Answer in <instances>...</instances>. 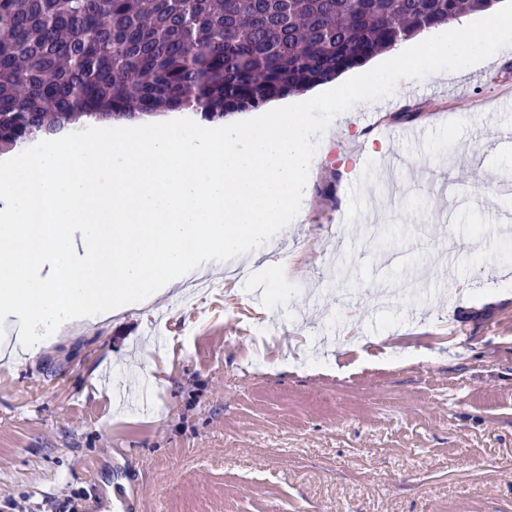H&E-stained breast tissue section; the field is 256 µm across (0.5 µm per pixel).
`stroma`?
<instances>
[{
  "mask_svg": "<svg viewBox=\"0 0 512 512\" xmlns=\"http://www.w3.org/2000/svg\"><path fill=\"white\" fill-rule=\"evenodd\" d=\"M508 94L512 52L467 49L305 93L313 149L357 139L298 193L284 290L228 255L173 334L155 303L0 359V512H512Z\"/></svg>",
  "mask_w": 512,
  "mask_h": 512,
  "instance_id": "obj_1",
  "label": "stroma"
}]
</instances>
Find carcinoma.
I'll return each mask as SVG.
<instances>
[{
	"label": "carcinoma",
	"mask_w": 512,
	"mask_h": 512,
	"mask_svg": "<svg viewBox=\"0 0 512 512\" xmlns=\"http://www.w3.org/2000/svg\"><path fill=\"white\" fill-rule=\"evenodd\" d=\"M498 0H0V153L84 121L213 123Z\"/></svg>",
	"instance_id": "obj_1"
}]
</instances>
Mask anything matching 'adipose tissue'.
<instances>
[{"instance_id": "1", "label": "adipose tissue", "mask_w": 512, "mask_h": 512, "mask_svg": "<svg viewBox=\"0 0 512 512\" xmlns=\"http://www.w3.org/2000/svg\"><path fill=\"white\" fill-rule=\"evenodd\" d=\"M470 34L462 17L445 44L426 35L417 53L396 47L389 57L424 71L439 52L458 54ZM178 122L171 115L152 125L107 123L97 137L34 165L0 156V305L40 329L20 331L19 362L77 322L111 320L185 286L192 274L213 272L226 254L249 252L279 278L286 260L276 242L289 231L283 217L296 211V191L313 167L304 128L285 111L258 121L230 114L211 132L190 133ZM78 242L85 258L76 264ZM48 259L54 275L37 279Z\"/></svg>"}]
</instances>
